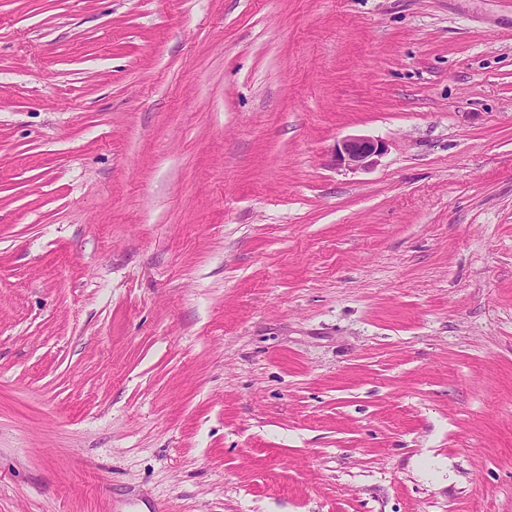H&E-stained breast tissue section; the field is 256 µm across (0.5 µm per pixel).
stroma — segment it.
<instances>
[{
    "mask_svg": "<svg viewBox=\"0 0 512 512\" xmlns=\"http://www.w3.org/2000/svg\"><path fill=\"white\" fill-rule=\"evenodd\" d=\"M0 512H512V0H0ZM384 152V146L377 140L352 137L336 143L334 157L337 165L348 168H369Z\"/></svg>",
    "mask_w": 512,
    "mask_h": 512,
    "instance_id": "stroma-1",
    "label": "stroma"
}]
</instances>
